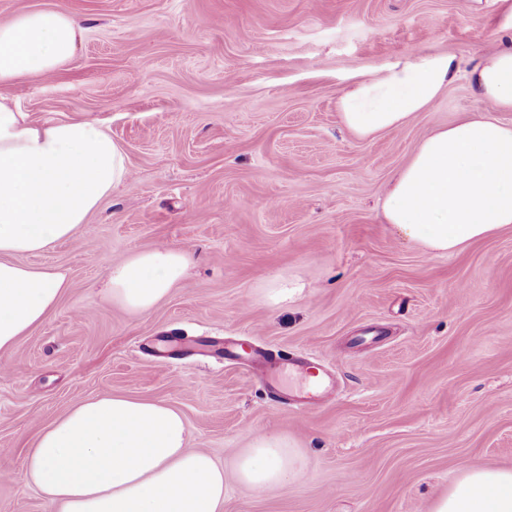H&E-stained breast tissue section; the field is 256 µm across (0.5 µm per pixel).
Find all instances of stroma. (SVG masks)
<instances>
[{
  "instance_id": "35a3bbf8",
  "label": "stroma",
  "mask_w": 512,
  "mask_h": 512,
  "mask_svg": "<svg viewBox=\"0 0 512 512\" xmlns=\"http://www.w3.org/2000/svg\"><path fill=\"white\" fill-rule=\"evenodd\" d=\"M56 6L82 24L74 57L0 96L38 123L104 125L130 176L79 238L21 258L70 286L0 353V512H54L26 457L112 394L177 408L227 467L257 434L295 444L302 477L226 478L224 512H430L466 468L512 467V226L432 256L380 213L423 137L488 105L461 79L371 141L338 109L412 51L469 68L496 44L494 0H0V24ZM164 245L193 255L186 281L146 313L112 303L111 267ZM276 279L288 304L261 298ZM237 341L325 360L338 387L305 412L277 403L222 356Z\"/></svg>"
}]
</instances>
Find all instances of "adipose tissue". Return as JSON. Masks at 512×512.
<instances>
[{
  "label": "adipose tissue",
  "instance_id": "obj_1",
  "mask_svg": "<svg viewBox=\"0 0 512 512\" xmlns=\"http://www.w3.org/2000/svg\"><path fill=\"white\" fill-rule=\"evenodd\" d=\"M81 23L60 8L35 10L0 25V83L38 80L73 56ZM466 78L492 105L428 134L397 171L382 216L405 240L445 255L512 224V21L498 47L470 70L455 55L415 52L353 82L340 101L344 126L358 138L409 124L449 85ZM129 177L126 156L107 129L83 121L32 123L0 97V352L40 324L69 281L52 268L21 263L77 237L88 216ZM190 255L162 247L113 266L106 293L135 313L153 310L187 276ZM301 455L288 438L261 434L224 471L190 449L184 415L158 401L103 395L82 402L36 439L27 479L55 512H224V480L233 474L260 492L299 478ZM431 512H512V468L466 469Z\"/></svg>",
  "mask_w": 512,
  "mask_h": 512
}]
</instances>
